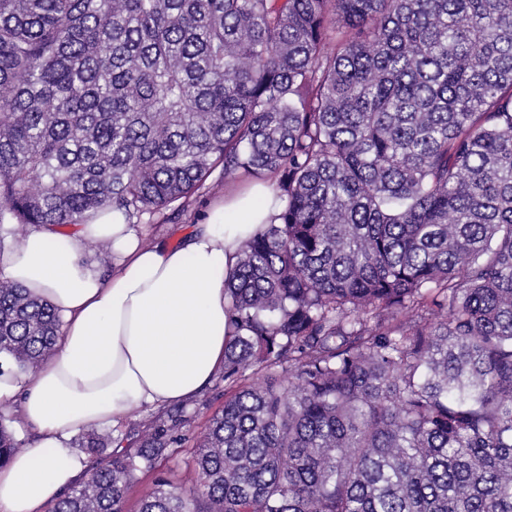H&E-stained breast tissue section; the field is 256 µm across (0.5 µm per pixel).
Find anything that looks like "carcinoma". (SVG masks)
<instances>
[{
	"mask_svg": "<svg viewBox=\"0 0 512 512\" xmlns=\"http://www.w3.org/2000/svg\"><path fill=\"white\" fill-rule=\"evenodd\" d=\"M217 166L281 211L224 280L199 489L138 512H512V0H0V246ZM59 327L0 279V374ZM188 422L48 512H124Z\"/></svg>",
	"mask_w": 512,
	"mask_h": 512,
	"instance_id": "carcinoma-1",
	"label": "carcinoma"
}]
</instances>
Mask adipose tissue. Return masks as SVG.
Segmentation results:
<instances>
[{"mask_svg": "<svg viewBox=\"0 0 512 512\" xmlns=\"http://www.w3.org/2000/svg\"><path fill=\"white\" fill-rule=\"evenodd\" d=\"M271 183L213 206L180 246L143 245L109 210L76 225L68 246L33 228L0 248V277L46 297L62 332L38 369L0 376V397L20 396L18 415L37 429L36 447L0 467V512H48L83 472L68 446L81 429L116 425L134 409L195 396L224 366V280L241 246L278 215ZM83 239L107 242L109 276L92 271Z\"/></svg>", "mask_w": 512, "mask_h": 512, "instance_id": "adipose-tissue-1", "label": "adipose tissue"}]
</instances>
